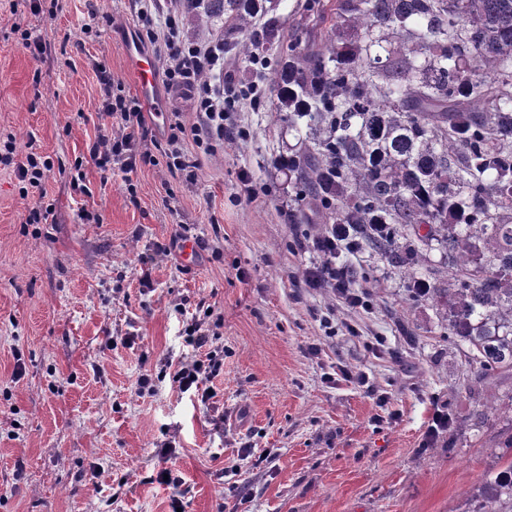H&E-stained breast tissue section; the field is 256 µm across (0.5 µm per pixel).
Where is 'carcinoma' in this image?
Masks as SVG:
<instances>
[{"label":"carcinoma","mask_w":512,"mask_h":512,"mask_svg":"<svg viewBox=\"0 0 512 512\" xmlns=\"http://www.w3.org/2000/svg\"><path fill=\"white\" fill-rule=\"evenodd\" d=\"M229 18L241 59L270 42L256 0H190ZM319 35L277 53V120L300 145L295 194L328 224L387 225L364 241L415 276L444 251L432 297L477 375L512 370V0H311ZM357 39L341 35L343 25ZM460 512H512V459ZM423 253L424 265L427 266L428 269L439 271V274L436 275L426 273V276L424 277L429 282L431 288L448 287V284H446L445 276L441 273L445 267V259L443 253L438 249V246L433 243L429 247H425Z\"/></svg>","instance_id":"cac0c4a2"}]
</instances>
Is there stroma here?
Instances as JSON below:
<instances>
[{
    "label": "stroma",
    "mask_w": 512,
    "mask_h": 512,
    "mask_svg": "<svg viewBox=\"0 0 512 512\" xmlns=\"http://www.w3.org/2000/svg\"><path fill=\"white\" fill-rule=\"evenodd\" d=\"M135 20V0H43L37 14L0 0V139L53 164L40 201L0 166V512H172L166 468L183 480L182 512H457L512 457V370L467 390L443 310L369 248L341 262L369 270L355 285L370 311L294 287L316 256L291 245L324 226L274 166L293 139L268 110L239 113L248 137L198 155L193 179L163 164L97 169L98 66L138 98L145 148L166 140L157 105L197 121L190 93L160 80L140 90L125 50ZM23 28L45 55L22 47ZM243 172L266 194L240 198ZM38 202L52 213L28 223ZM184 231L190 257L175 242ZM196 320L224 358L205 403L172 381L198 356ZM351 323L383 337L384 353ZM341 366L370 388L328 381ZM379 390L396 422L375 424ZM438 407L453 425L422 447Z\"/></svg>",
    "instance_id": "35a3bbf8"
}]
</instances>
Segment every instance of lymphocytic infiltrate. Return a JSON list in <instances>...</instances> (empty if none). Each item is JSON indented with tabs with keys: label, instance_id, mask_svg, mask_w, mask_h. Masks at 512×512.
<instances>
[{
	"label": "lymphocytic infiltrate",
	"instance_id": "lymphocytic-infiltrate-1",
	"mask_svg": "<svg viewBox=\"0 0 512 512\" xmlns=\"http://www.w3.org/2000/svg\"><path fill=\"white\" fill-rule=\"evenodd\" d=\"M135 35L152 53L165 63L164 80L169 88L193 93L198 122L185 126L179 113L168 119L166 165L170 170L183 171L189 166L181 148L182 141L192 139L198 148L211 151L215 144L227 139L245 137L246 132L234 124L232 116L243 108L258 109L266 103L265 89L252 83L241 86L224 71V42L220 39L197 41L188 39L184 32V14L188 0H138ZM104 96L102 114L120 124L123 132L118 137L99 135L89 149L92 162L101 171L119 169L131 172L141 165L156 164V157L141 146L144 114L138 100L115 92L114 82L106 69L98 71ZM0 164L14 168L20 181L34 193L44 194L45 178L51 171L50 161L30 152L18 156L13 140L0 144ZM298 249L317 254L315 263L305 266L297 279L301 288H328L337 299L351 309L365 307V293L354 287L351 271L339 264L342 254L357 252L360 236L353 225L329 224L313 238L297 241ZM192 346L202 351V358L180 364L173 373V382L181 392H194L201 401H209L213 392L211 380L221 365L210 352V337L202 327H194L190 336Z\"/></svg>",
	"mask_w": 512,
	"mask_h": 512
}]
</instances>
